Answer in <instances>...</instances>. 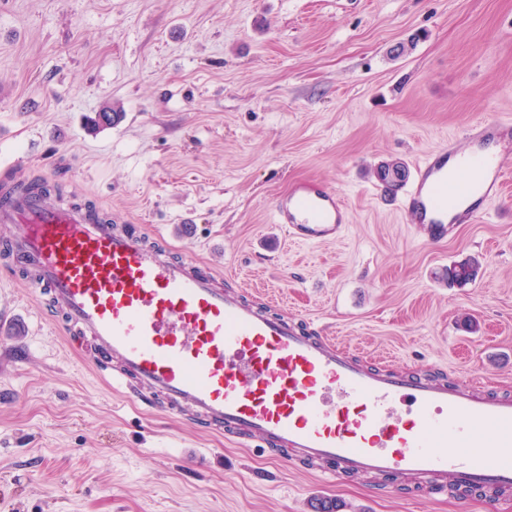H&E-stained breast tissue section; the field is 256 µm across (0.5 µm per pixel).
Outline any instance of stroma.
<instances>
[{
    "label": "stroma",
    "mask_w": 512,
    "mask_h": 512,
    "mask_svg": "<svg viewBox=\"0 0 512 512\" xmlns=\"http://www.w3.org/2000/svg\"><path fill=\"white\" fill-rule=\"evenodd\" d=\"M121 115L92 125L102 109ZM512 118V0H0V177L124 211L372 364L512 394V182L433 242L376 176ZM335 188L340 239L273 220ZM478 258L475 282L444 270ZM487 512L240 448L109 391L0 264V512Z\"/></svg>",
    "instance_id": "stroma-1"
}]
</instances>
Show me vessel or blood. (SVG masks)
I'll return each mask as SVG.
<instances>
[{
    "label": "vessel or blood",
    "instance_id": "1",
    "mask_svg": "<svg viewBox=\"0 0 512 512\" xmlns=\"http://www.w3.org/2000/svg\"><path fill=\"white\" fill-rule=\"evenodd\" d=\"M461 144L414 165L398 203L432 239L486 217L506 182L489 147L512 143V120L479 121ZM275 223L305 243H332L347 210L326 186L296 189ZM0 259L25 273L43 314L90 347L107 385L146 405L224 432L287 465L316 464L415 484L512 488V395L470 378L435 381L360 360L328 337L250 304L223 276L174 258L142 226L53 205L0 179Z\"/></svg>",
    "mask_w": 512,
    "mask_h": 512
}]
</instances>
